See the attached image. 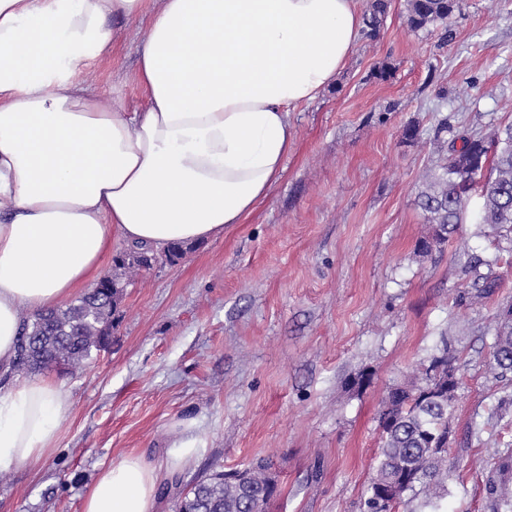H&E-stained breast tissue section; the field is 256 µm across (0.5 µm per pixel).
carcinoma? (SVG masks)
I'll use <instances>...</instances> for the list:
<instances>
[{
    "label": "carcinoma",
    "mask_w": 512,
    "mask_h": 512,
    "mask_svg": "<svg viewBox=\"0 0 512 512\" xmlns=\"http://www.w3.org/2000/svg\"><path fill=\"white\" fill-rule=\"evenodd\" d=\"M390 0H369L363 37L379 35ZM462 6L461 0H407L405 21L412 30L446 26L448 16ZM462 146H450L446 162L434 174L419 196L429 236L421 239L417 252L427 255L441 250L462 225L472 223L479 234L500 243H512V123L497 127L490 139L473 135L462 137ZM147 246H132L115 260L109 274L112 288L85 292L64 308L36 313L23 323L12 371L28 375L51 371L62 361L81 369L99 351L104 337L111 334L114 315L123 297V278L127 270L140 265V257L173 262L182 258L186 247L174 245L159 256ZM502 260L472 257L461 274L471 290L463 299H487L500 286L494 266ZM454 357L443 349L430 357L419 375L388 391L378 415L382 445L377 457L376 475L367 490L364 512H383L374 499L377 487L395 477H404L399 498L393 506L408 505L424 496V506L439 512L438 499L447 491L448 455L437 456L432 440L448 435L452 408L438 400L439 393L429 375V367L440 365L448 371ZM492 367L504 377L512 373V318L496 315L492 346ZM278 485L268 462L252 464L246 475L230 479L217 472L192 482L175 496V512H268ZM487 494L498 501V508L512 509V496L506 481L491 482Z\"/></svg>",
    "instance_id": "obj_1"
}]
</instances>
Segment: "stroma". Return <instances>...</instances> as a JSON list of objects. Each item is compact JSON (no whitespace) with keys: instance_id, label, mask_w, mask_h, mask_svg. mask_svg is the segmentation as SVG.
<instances>
[{"instance_id":"stroma-1","label":"stroma","mask_w":512,"mask_h":512,"mask_svg":"<svg viewBox=\"0 0 512 512\" xmlns=\"http://www.w3.org/2000/svg\"><path fill=\"white\" fill-rule=\"evenodd\" d=\"M405 12L391 0L379 36L291 113L286 170L243 223L130 277L108 348L55 376L69 400L55 453L0 470V512H83L100 471L130 453L165 487L263 459L278 476L270 512H361L382 397L445 345L462 384L442 508L494 512L486 485L512 454V374L489 362L512 266L491 298L462 302L460 266L494 243L466 224L443 252L416 244L429 230L418 195L449 141L512 122V0H463L446 39L409 30ZM112 26L111 59L78 76L135 110L146 25ZM182 435L197 451L179 465Z\"/></svg>"}]
</instances>
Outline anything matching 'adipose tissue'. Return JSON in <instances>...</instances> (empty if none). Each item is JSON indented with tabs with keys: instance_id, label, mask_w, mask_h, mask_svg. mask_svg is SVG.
I'll return each mask as SVG.
<instances>
[{
	"instance_id": "1",
	"label": "adipose tissue",
	"mask_w": 512,
	"mask_h": 512,
	"mask_svg": "<svg viewBox=\"0 0 512 512\" xmlns=\"http://www.w3.org/2000/svg\"><path fill=\"white\" fill-rule=\"evenodd\" d=\"M143 19L145 105H105L76 78L111 56L112 21ZM362 0H0V367L23 314L58 307L113 240L156 249L221 236L280 180L290 114L333 85ZM68 408L35 377L0 393V470L50 456ZM160 471L130 454L83 512H155Z\"/></svg>"
}]
</instances>
